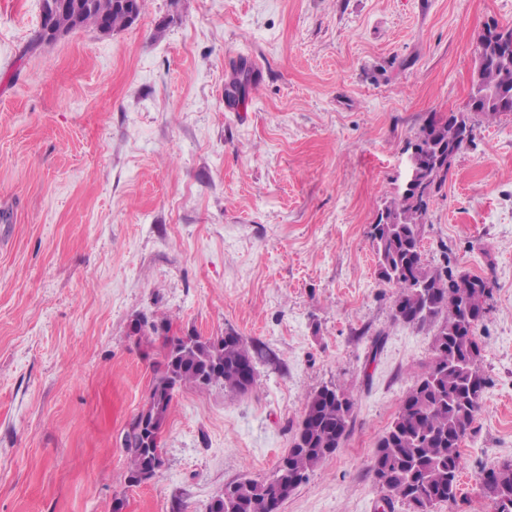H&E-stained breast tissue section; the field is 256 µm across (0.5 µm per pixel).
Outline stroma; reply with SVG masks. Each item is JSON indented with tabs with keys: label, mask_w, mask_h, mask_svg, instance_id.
I'll return each instance as SVG.
<instances>
[{
	"label": "stroma",
	"mask_w": 512,
	"mask_h": 512,
	"mask_svg": "<svg viewBox=\"0 0 512 512\" xmlns=\"http://www.w3.org/2000/svg\"><path fill=\"white\" fill-rule=\"evenodd\" d=\"M41 0H0V512H207L268 477L306 395L356 398L336 452L280 512H380L378 436L433 358L394 322L369 235L407 141L465 110L485 22L512 0H146L130 27L40 44ZM258 63L239 87L229 62ZM430 267L487 278V379L461 445L464 512L512 460V115L476 118L433 198ZM167 317L265 351L244 395L180 390L164 464L121 439ZM123 448L128 462L129 486L147 483L158 475L163 463H158L153 455L146 428L128 424L123 435Z\"/></svg>",
	"instance_id": "stroma-1"
}]
</instances>
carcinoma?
Here are the masks:
<instances>
[{
  "label": "carcinoma",
  "instance_id": "carcinoma-1",
  "mask_svg": "<svg viewBox=\"0 0 512 512\" xmlns=\"http://www.w3.org/2000/svg\"><path fill=\"white\" fill-rule=\"evenodd\" d=\"M91 3L76 28L101 30L106 19L114 31L133 24L115 0ZM512 113V54L503 53L476 66L468 110L446 117L432 115L408 146L415 147V163L427 179L428 191L416 194L394 188L393 197L379 215L370 234L380 280L392 288L393 321L426 326L438 324L434 357L427 370L406 391L399 409L376 441L371 460L374 481L390 508L427 500L428 512L465 501L458 477L462 466L461 443L479 413L486 379L478 368L481 347L476 326L484 318L491 288L486 279L455 276L431 268L422 254L423 227L430 202L445 183L450 166L440 160L448 151L459 152L470 140L477 117L493 119ZM165 318L146 322L138 333L162 340L161 359L151 382L149 407L144 411L163 428L178 391H203L213 385L242 393L255 381L244 378V368L256 377L262 358L259 349L238 333L221 339L194 335L186 340L170 334ZM355 407L351 391L324 386L306 396L301 422L284 457L288 472L303 482L341 445L349 432ZM123 448L128 462V484L153 480L162 468L148 443V431L127 425ZM496 478L478 477L480 496L491 512H512V466H497ZM228 492L212 499L208 512H265L279 486L268 478L244 479L227 486Z\"/></svg>",
  "mask_w": 512,
  "mask_h": 512
}]
</instances>
